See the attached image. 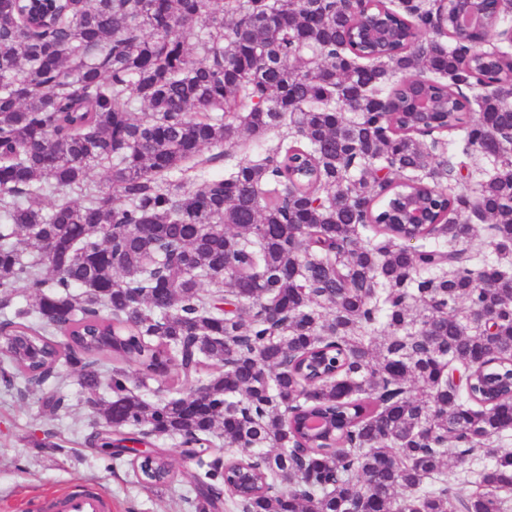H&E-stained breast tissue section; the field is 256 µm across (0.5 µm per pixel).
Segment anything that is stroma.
I'll return each instance as SVG.
<instances>
[{"label": "stroma", "instance_id": "stroma-1", "mask_svg": "<svg viewBox=\"0 0 512 512\" xmlns=\"http://www.w3.org/2000/svg\"><path fill=\"white\" fill-rule=\"evenodd\" d=\"M76 379V371H69L63 387L74 403L67 416L46 411L40 393H0V512H44L78 486L105 492L109 512H189L182 497L194 463L182 448L162 441L176 473L162 487L143 483L131 465L113 464L86 443L94 414Z\"/></svg>", "mask_w": 512, "mask_h": 512}]
</instances>
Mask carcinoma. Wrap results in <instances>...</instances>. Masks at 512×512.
Masks as SVG:
<instances>
[{
  "label": "carcinoma",
  "instance_id": "cac0c4a2",
  "mask_svg": "<svg viewBox=\"0 0 512 512\" xmlns=\"http://www.w3.org/2000/svg\"><path fill=\"white\" fill-rule=\"evenodd\" d=\"M32 8L0 0V331L25 351L0 362V390L53 381L43 406L66 415L61 367L77 369L101 453L126 457L114 426L191 449L194 512L246 487L249 512H503L512 450L494 438L512 433V268L478 261L475 225L448 214L476 201L487 245L512 255V56L445 42L423 2L366 0L364 19L393 31L382 45L337 0ZM465 62L499 77L474 121ZM421 96L440 108L415 114ZM288 124L259 161L187 176ZM458 130L463 147L438 158L419 140ZM206 148L218 152L204 160ZM474 152L494 167L472 197L399 180L457 183ZM92 162L112 167L113 192L90 186ZM67 191L82 201L44 204ZM406 196L430 223H402ZM434 235L467 246L411 245ZM107 355L138 377L105 369ZM480 359L484 375L454 379ZM172 369L166 398L133 392ZM102 388L110 400L94 398ZM216 438L236 453L222 466ZM450 466L473 492L445 483ZM137 467L151 486L172 480L165 456Z\"/></svg>",
  "mask_w": 512,
  "mask_h": 512
}]
</instances>
